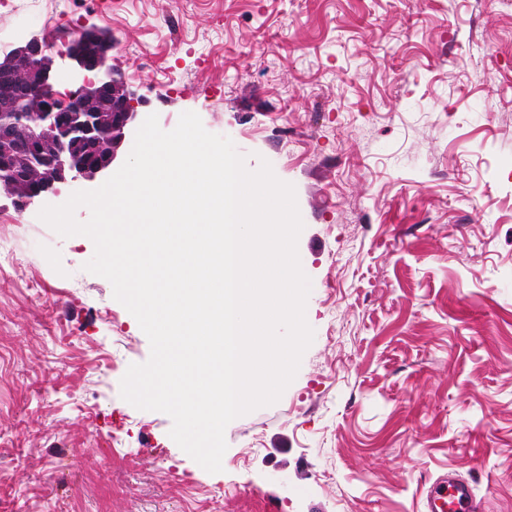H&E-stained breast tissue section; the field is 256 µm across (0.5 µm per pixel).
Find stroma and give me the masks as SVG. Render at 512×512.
I'll use <instances>...</instances> for the list:
<instances>
[{"instance_id": "stroma-1", "label": "stroma", "mask_w": 512, "mask_h": 512, "mask_svg": "<svg viewBox=\"0 0 512 512\" xmlns=\"http://www.w3.org/2000/svg\"><path fill=\"white\" fill-rule=\"evenodd\" d=\"M112 36L140 117L186 111L291 183L315 336L223 470L120 396L149 341L94 244L0 196V512H512V0H0L59 89ZM425 512H480L472 488L448 472L435 479L427 492Z\"/></svg>"}]
</instances>
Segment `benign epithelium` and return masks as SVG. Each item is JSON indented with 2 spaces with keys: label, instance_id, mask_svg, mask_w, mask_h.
<instances>
[{
  "label": "benign epithelium",
  "instance_id": "obj_1",
  "mask_svg": "<svg viewBox=\"0 0 512 512\" xmlns=\"http://www.w3.org/2000/svg\"><path fill=\"white\" fill-rule=\"evenodd\" d=\"M112 37L84 30L66 56L73 87L57 89L45 37L33 36L0 65V190L24 211L59 183L87 186L107 174L137 117L112 65Z\"/></svg>",
  "mask_w": 512,
  "mask_h": 512
}]
</instances>
